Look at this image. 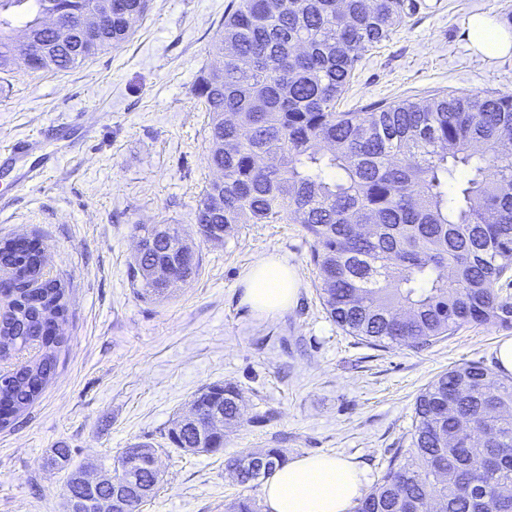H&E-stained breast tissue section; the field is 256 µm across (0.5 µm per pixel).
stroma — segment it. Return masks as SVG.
Wrapping results in <instances>:
<instances>
[{
  "mask_svg": "<svg viewBox=\"0 0 512 512\" xmlns=\"http://www.w3.org/2000/svg\"><path fill=\"white\" fill-rule=\"evenodd\" d=\"M230 0H151L128 42L63 71L16 64L0 74V147L37 137L38 151L0 156V240L38 237L50 276L69 289L68 343L40 398L0 428V512H63L68 473L50 463L111 468L129 443L152 442L163 482L143 512H224L238 496L263 502V481L224 470L240 451L344 457L372 487L405 446L419 391L478 362L497 371L512 328L467 326L424 348L374 347L326 314L299 222L244 224L220 243L196 240L199 273L145 300L129 277L137 224L195 232V209L217 178L208 115L193 95ZM482 14L512 25V0H418L416 12L357 63L339 108L438 92L512 93V54L484 58L466 37ZM57 156L41 168V156ZM278 256L300 281L274 316L242 301L241 281ZM230 382L245 422L217 453L170 443L173 420L203 386Z\"/></svg>",
  "mask_w": 512,
  "mask_h": 512,
  "instance_id": "35a3bbf8",
  "label": "stroma"
}]
</instances>
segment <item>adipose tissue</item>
I'll return each mask as SVG.
<instances>
[{"label":"adipose tissue","instance_id":"adipose-tissue-1","mask_svg":"<svg viewBox=\"0 0 512 512\" xmlns=\"http://www.w3.org/2000/svg\"><path fill=\"white\" fill-rule=\"evenodd\" d=\"M468 36L477 53L497 58L512 53V27L477 15ZM300 283L293 267L274 256L259 260L243 280L242 300L252 309L278 313L291 306ZM358 468L327 455H305L277 468L263 488L267 512H349L362 495Z\"/></svg>","mask_w":512,"mask_h":512}]
</instances>
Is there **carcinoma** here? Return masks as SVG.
<instances>
[{
  "instance_id": "obj_1",
  "label": "carcinoma",
  "mask_w": 512,
  "mask_h": 512,
  "mask_svg": "<svg viewBox=\"0 0 512 512\" xmlns=\"http://www.w3.org/2000/svg\"><path fill=\"white\" fill-rule=\"evenodd\" d=\"M150 0H127L124 11L98 15L97 35L84 36L83 17L97 0H0V72L12 70L21 43L40 54L33 71L66 70L131 35L126 14L143 15ZM416 0H232L216 34L222 67L202 72L194 96L208 114L209 159L224 177V207H213L208 184L196 211L197 234L229 236L240 224H286L296 218L313 240L320 298L329 318L373 345L430 346L466 325L512 328V295L499 283L512 274V155L499 150L512 132V94H435L425 100L375 102L357 112L337 109L357 62L388 40L417 10ZM65 15L73 33L66 48L42 30ZM375 226L363 237L358 226ZM169 239L134 261L140 295L160 289L150 274L178 257L188 234L169 225ZM42 242L29 238L18 255L8 241L0 261L23 271L0 325V360L37 344L36 354L0 375V426L41 396L55 374L67 337L41 336L49 318L67 319L63 280L42 267ZM39 296L42 306L30 304ZM201 426L219 402L224 427L241 423L238 392L216 382L195 395ZM177 448L195 433L168 430ZM124 449L114 468L134 470L157 491L162 475L138 452ZM71 450L52 463L71 469ZM284 463L267 448L241 453L224 469L241 485L269 478ZM71 469L68 489L78 488ZM512 377L498 378L471 362L437 375L416 397L407 446L395 450L376 484L353 512H418L426 497L441 512H512ZM224 512H261L239 497Z\"/></svg>"
}]
</instances>
